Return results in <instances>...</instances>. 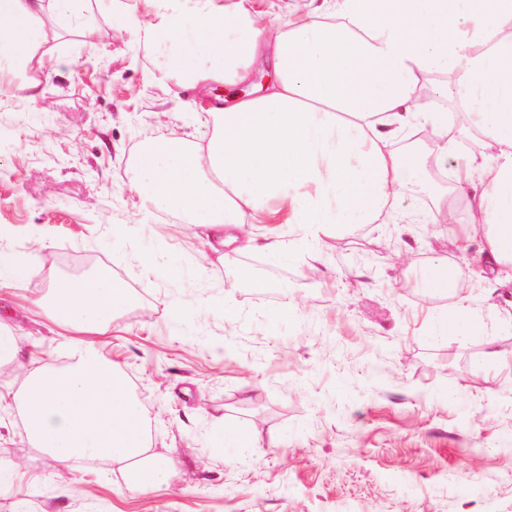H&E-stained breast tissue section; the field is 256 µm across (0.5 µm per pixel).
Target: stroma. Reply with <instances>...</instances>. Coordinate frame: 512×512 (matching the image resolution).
<instances>
[{
  "instance_id": "stroma-1",
  "label": "stroma",
  "mask_w": 512,
  "mask_h": 512,
  "mask_svg": "<svg viewBox=\"0 0 512 512\" xmlns=\"http://www.w3.org/2000/svg\"><path fill=\"white\" fill-rule=\"evenodd\" d=\"M132 6L88 13L100 41L71 30L38 96L0 81V260L42 261L0 288L20 349L0 384L19 388L35 359L69 363V338L36 301L49 276L93 255L92 271L130 295L95 347L138 399L168 484L137 493L125 471L62 467L0 407V458L29 473L0 512H512V379L488 358L512 353V285L475 275L481 236L464 255L430 224H370L313 247L287 225L248 224L260 241L282 234L291 258L257 249L220 261L202 229L140 197L133 163L163 134L205 142L203 111L267 75L180 88L128 27ZM436 259L466 277L482 336H430L428 313L452 304L418 280ZM250 267L266 287L238 277ZM287 298L298 318L271 326ZM242 424L253 447L224 438Z\"/></svg>"
}]
</instances>
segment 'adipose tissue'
Listing matches in <instances>:
<instances>
[{"label": "adipose tissue", "mask_w": 512, "mask_h": 512, "mask_svg": "<svg viewBox=\"0 0 512 512\" xmlns=\"http://www.w3.org/2000/svg\"><path fill=\"white\" fill-rule=\"evenodd\" d=\"M155 21L142 27L161 66L181 83L245 81L266 87L233 105L212 106L205 145L160 136L134 161L138 187L219 245L242 251L243 224H295L314 242L394 219L401 187L428 171L393 139L425 126L437 135L435 163L451 169L429 221L460 250L466 222L482 234L489 281L512 282V0H314L275 30L248 0H141ZM115 0H0V77L36 90L59 40L87 4ZM433 75L448 76L457 108H434ZM481 152L467 149L473 135ZM123 284L104 271L50 283L37 302L45 318L79 343L62 369L37 367L0 403L20 409L28 436L53 461L98 459L130 472L136 490L162 488L167 469L150 452L148 425L118 367L86 344L104 336ZM435 336L482 333L468 296L431 318Z\"/></svg>", "instance_id": "1"}]
</instances>
